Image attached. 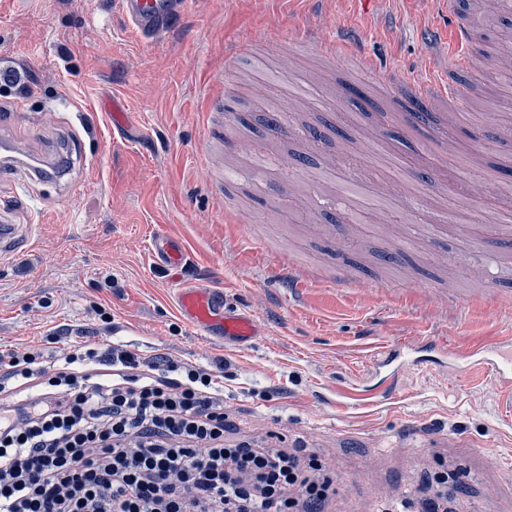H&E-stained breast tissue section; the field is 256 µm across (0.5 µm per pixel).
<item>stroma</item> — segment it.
I'll return each mask as SVG.
<instances>
[{"instance_id": "stroma-1", "label": "stroma", "mask_w": 512, "mask_h": 512, "mask_svg": "<svg viewBox=\"0 0 512 512\" xmlns=\"http://www.w3.org/2000/svg\"><path fill=\"white\" fill-rule=\"evenodd\" d=\"M113 0H0V119L18 138L36 134L53 157L72 160L67 183L28 181L27 208L13 221L26 245L0 259V353L58 333L62 343L112 321L108 338L205 365L224 363L229 438L263 437L319 455L337 482L354 481L357 497L337 494L334 512H379L383 498H414L440 466L454 469L467 512H512V422L497 393L478 381L457 382L438 367L406 366L397 403L338 414L341 380L373 384L380 344L421 335L415 317L379 304L360 284L406 286L417 280L457 297L483 294L469 277L475 264L499 257L498 280L512 289V234L497 227L512 206V79L485 67L466 96L470 126L455 154L441 157L393 107L352 111L348 73L312 55L295 56L288 40L319 26L347 34L382 67L436 74L433 50L463 53L444 0H190L159 44L141 43ZM280 70L262 96L258 77L226 61L224 49L256 31ZM303 80L313 104L288 119L282 136L266 121L285 111L288 87ZM231 89L236 111L217 152L205 154L201 110ZM120 103L124 127L112 126ZM41 114L39 126L30 115ZM94 125L84 129L85 117ZM403 148L414 175L437 189L419 197L363 159L362 128ZM241 174L233 202L272 255H294L334 276L309 292H288L251 264L224 223V199L205 170ZM379 189L393 206L384 217L355 214L338 183ZM434 255L411 250L398 265L383 256L417 224L442 211ZM188 247L181 277L223 288L228 304L251 310L263 334L248 347L200 335L175 313L171 274L153 262L157 229ZM512 330V303L497 298L449 312L429 332L461 346Z\"/></svg>"}]
</instances>
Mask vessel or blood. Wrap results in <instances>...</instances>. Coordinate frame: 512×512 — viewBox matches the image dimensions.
<instances>
[{
    "mask_svg": "<svg viewBox=\"0 0 512 512\" xmlns=\"http://www.w3.org/2000/svg\"><path fill=\"white\" fill-rule=\"evenodd\" d=\"M114 8L121 18L137 33L145 44L154 43L159 36L170 31L172 25L185 12L187 0H114ZM478 0H448V15L454 20L458 34L472 43L469 62L485 60V39L477 24ZM268 38L260 32L240 42L235 60L253 61L262 67L264 58L260 46ZM296 51L314 50L333 62H343L347 70L360 79L371 82L384 99L393 102L400 115H407L414 103L428 107L427 120L413 119L412 124L428 133L441 154H449V126H461L465 115L459 108V99L468 89L456 79L457 70L444 64L440 77L411 74L399 76L393 68L378 67L371 57L356 48L337 53L336 38H313L311 33L297 35L293 41ZM230 99H210L203 114L202 128L207 142L224 137V116L232 112ZM24 173L36 179L57 180L62 176L56 160H43L27 143L0 141V179ZM151 252L156 264L176 272L181 268L187 253L186 244L157 231L152 239ZM269 272L272 277L287 280L289 287L311 290L314 283L323 281V271L307 266L299 267L288 255L278 256ZM173 296L176 313L180 319L195 327L201 335L219 334L221 339L249 343L261 331L252 311L227 305L223 289L211 286H193L175 282ZM438 354L450 374L466 382L480 378L490 382L500 397L503 408L512 414V336H488L457 349L449 346L443 336H420L414 341H397L382 345L373 361L378 375V385L365 390L356 383H342L338 388L343 408H364L370 401H392L397 378L402 365L412 362L419 352Z\"/></svg>",
    "mask_w": 512,
    "mask_h": 512,
    "instance_id": "obj_1",
    "label": "vessel or blood"
}]
</instances>
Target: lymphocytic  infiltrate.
Listing matches in <instances>:
<instances>
[{"mask_svg": "<svg viewBox=\"0 0 512 512\" xmlns=\"http://www.w3.org/2000/svg\"><path fill=\"white\" fill-rule=\"evenodd\" d=\"M229 428L208 366L102 340L24 346L0 356V512H330L316 455ZM462 501L437 472L413 506Z\"/></svg>", "mask_w": 512, "mask_h": 512, "instance_id": "f902f5d3", "label": "lymphocytic infiltrate"}]
</instances>
